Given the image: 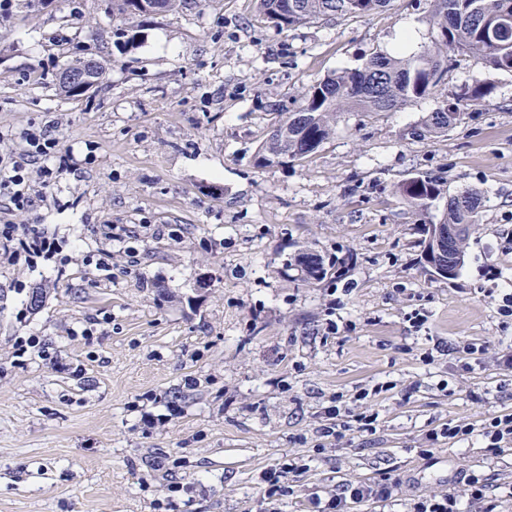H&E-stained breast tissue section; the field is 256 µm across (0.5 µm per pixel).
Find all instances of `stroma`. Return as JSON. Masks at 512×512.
<instances>
[{"instance_id": "stroma-1", "label": "stroma", "mask_w": 512, "mask_h": 512, "mask_svg": "<svg viewBox=\"0 0 512 512\" xmlns=\"http://www.w3.org/2000/svg\"><path fill=\"white\" fill-rule=\"evenodd\" d=\"M430 9L389 0L280 28L255 0L150 16L113 14L112 0H13L0 17V131L52 125L79 166L14 217L40 224L52 256L0 259V512H260L263 472L291 459L302 470L275 512L385 476L400 483L389 512H408L473 471L512 512V448L493 458L478 437L424 441L512 414V318L498 311L512 282V72L454 57L429 96L338 113L315 153L255 165L328 73L397 53L404 29L429 44ZM90 58L105 65L100 87L60 93L59 73ZM478 82L491 93L447 132L413 137ZM417 175L481 193L450 281L421 262L443 201L420 216L397 192ZM107 252L110 270L84 261ZM303 252L344 262L345 279L303 281ZM28 336L44 351L17 356ZM336 396L378 412L375 432L321 441ZM476 428L470 423L448 424L440 431H433L426 436V442L434 445L439 441V437L448 439L464 440L475 436Z\"/></svg>"}]
</instances>
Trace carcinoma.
I'll use <instances>...</instances> for the list:
<instances>
[{"label": "carcinoma", "instance_id": "1", "mask_svg": "<svg viewBox=\"0 0 512 512\" xmlns=\"http://www.w3.org/2000/svg\"><path fill=\"white\" fill-rule=\"evenodd\" d=\"M258 11L281 28L320 17L365 16L389 0H257ZM184 0H112V10L146 15L155 6L176 10ZM431 44L417 53L396 57L373 52L359 66L336 70L312 85L296 112L279 121L257 152L260 168L286 166L314 153L333 133L336 114L345 110L391 112L431 93L448 73V57L466 56L483 68L512 72V0H432L429 15ZM486 84L465 88L456 102L430 113L413 129L419 138L448 131L460 107L484 99ZM399 194L404 204L423 213L442 198L437 180L417 176L403 181ZM480 204L474 190L448 197L443 223L474 224ZM298 266L308 282L327 278L335 265H326L317 254L302 253Z\"/></svg>", "mask_w": 512, "mask_h": 512}]
</instances>
